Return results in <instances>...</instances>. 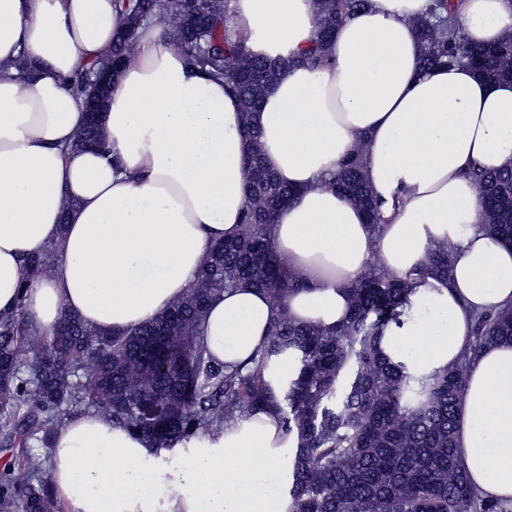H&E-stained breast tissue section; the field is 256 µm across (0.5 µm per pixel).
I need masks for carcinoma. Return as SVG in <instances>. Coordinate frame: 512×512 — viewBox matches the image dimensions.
Returning a JSON list of instances; mask_svg holds the SVG:
<instances>
[{
    "instance_id": "cac0c4a2",
    "label": "carcinoma",
    "mask_w": 512,
    "mask_h": 512,
    "mask_svg": "<svg viewBox=\"0 0 512 512\" xmlns=\"http://www.w3.org/2000/svg\"><path fill=\"white\" fill-rule=\"evenodd\" d=\"M122 24L112 40V61H132L136 30L168 24L171 0H114ZM231 0H198L184 25L173 27L178 48L208 76L237 93L253 148L246 161V198L240 232L203 259L196 282L156 319L120 333L85 326L72 315L53 333L29 328L25 297L0 313V446L19 469L0 474V512H64L43 474L52 436L67 413L81 407L112 421L155 448H170L200 433H218L257 411L272 410L299 448L291 475L293 512H512L475 488L456 442L457 407L469 358L495 343H512V305L473 316L469 353L446 368L416 372L381 348L383 330L401 327L412 307L416 277L448 280L453 247L436 249L425 268L404 274L365 269L349 286L350 308L334 328L293 322L281 310L266 344L248 364L215 361L206 344V309L224 290L246 286L276 304L299 287L272 249L270 227L296 190L263 163L257 114L277 72L248 53L227 26ZM367 0H317L318 40L307 62L318 67L336 27ZM459 0H433L417 21L421 70L466 64L489 82L512 80V34L495 44L468 39ZM107 58L89 62L74 85H85ZM74 147L109 149L100 127L87 125ZM483 228L512 244V164L475 174ZM334 187L375 224L373 192L361 152L341 164ZM52 243L27 258L32 276L51 269ZM286 357L294 375L282 379ZM44 452L32 453L31 441Z\"/></svg>"
}]
</instances>
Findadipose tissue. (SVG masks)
I'll return each mask as SVG.
<instances>
[{
	"label": "adipose tissue",
	"mask_w": 512,
	"mask_h": 512,
	"mask_svg": "<svg viewBox=\"0 0 512 512\" xmlns=\"http://www.w3.org/2000/svg\"><path fill=\"white\" fill-rule=\"evenodd\" d=\"M432 2L369 0L338 26L316 69L305 63L314 0H236L227 25L278 73L259 123L265 164L296 190L270 229L300 283L286 313L335 327L372 254L404 273L452 243L449 280L415 283L430 313L385 328L382 348L419 370L468 357L461 463L481 492L512 501V344L468 353L473 313L512 304V246L482 229L474 178L512 162V81L490 84L464 66L421 70L413 21ZM459 19L472 41L496 43L512 32V0H462ZM120 24L113 0H0V312L28 284L41 332L65 314L111 333L161 315L212 245L237 233L245 208L252 145L239 100L161 25L139 28L134 60L112 81L101 114L108 153L73 149L86 123L73 85ZM359 149L386 203L376 229L330 184ZM50 242L54 266L31 278L26 258ZM273 311L253 288L218 296L206 318L211 355L247 362ZM297 448L271 411L158 449L77 413L55 432L48 478L70 512H292Z\"/></svg>",
	"instance_id": "ef3b65f1"
}]
</instances>
